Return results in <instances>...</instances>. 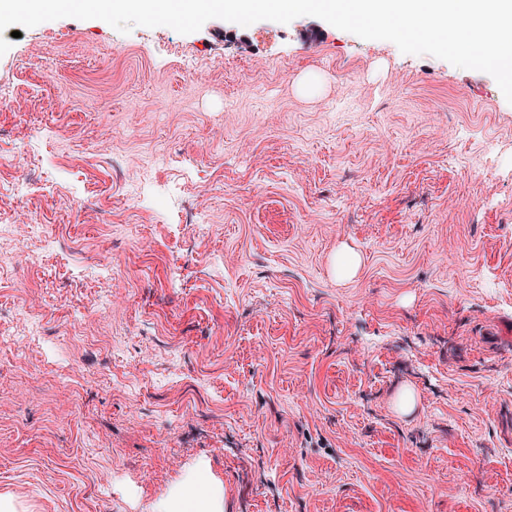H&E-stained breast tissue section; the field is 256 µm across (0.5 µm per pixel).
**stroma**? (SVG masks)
<instances>
[{
    "mask_svg": "<svg viewBox=\"0 0 512 512\" xmlns=\"http://www.w3.org/2000/svg\"><path fill=\"white\" fill-rule=\"evenodd\" d=\"M0 90V225L44 227L0 252L21 512H152L201 460L224 512H512V104L490 74L312 16L66 17L22 30Z\"/></svg>",
    "mask_w": 512,
    "mask_h": 512,
    "instance_id": "stroma-1",
    "label": "stroma"
}]
</instances>
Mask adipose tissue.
<instances>
[{
  "label": "adipose tissue",
  "instance_id": "obj_1",
  "mask_svg": "<svg viewBox=\"0 0 512 512\" xmlns=\"http://www.w3.org/2000/svg\"><path fill=\"white\" fill-rule=\"evenodd\" d=\"M154 512H224V486L206 463H197L157 501Z\"/></svg>",
  "mask_w": 512,
  "mask_h": 512
}]
</instances>
